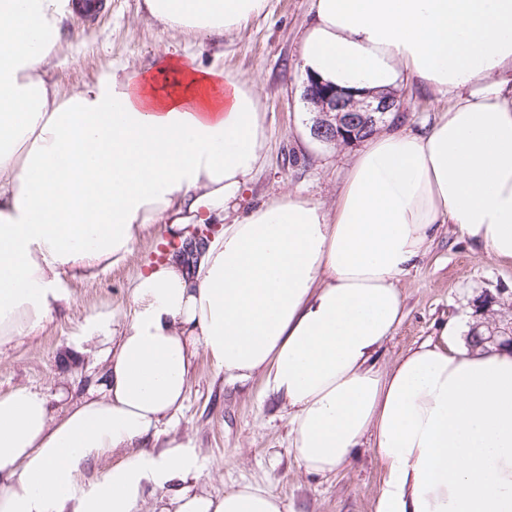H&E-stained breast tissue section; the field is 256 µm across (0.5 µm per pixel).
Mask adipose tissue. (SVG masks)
Masks as SVG:
<instances>
[{
  "instance_id": "1",
  "label": "adipose tissue",
  "mask_w": 512,
  "mask_h": 512,
  "mask_svg": "<svg viewBox=\"0 0 512 512\" xmlns=\"http://www.w3.org/2000/svg\"><path fill=\"white\" fill-rule=\"evenodd\" d=\"M269 2L143 8L165 31L221 36ZM62 17L59 0H0V349L69 302L64 274L120 263L151 229L169 257L133 282L121 330L89 321L97 387L59 412L25 387L0 395V512H288L257 485L194 488L192 440L142 449L182 411L201 350L232 378L264 375L306 474L374 448V512H512V349L472 346L459 320L374 361L439 225L512 263V0H314L306 74L368 101L417 84L452 103L423 130L373 134L335 207L286 193L235 217L267 151L252 85L170 58L61 93ZM199 225L215 232L187 255ZM113 453L87 485V463Z\"/></svg>"
}]
</instances>
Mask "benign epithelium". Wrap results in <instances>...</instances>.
<instances>
[{
    "instance_id": "obj_1",
    "label": "benign epithelium",
    "mask_w": 512,
    "mask_h": 512,
    "mask_svg": "<svg viewBox=\"0 0 512 512\" xmlns=\"http://www.w3.org/2000/svg\"><path fill=\"white\" fill-rule=\"evenodd\" d=\"M303 99L314 104L317 116L314 118L312 135L326 142L345 138L356 140L357 134L377 126L376 114L383 115L399 110L395 100L385 97L378 102L358 101L354 96L309 77L304 83ZM482 344L493 347L512 348V327H494L481 337Z\"/></svg>"
}]
</instances>
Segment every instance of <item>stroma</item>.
Returning a JSON list of instances; mask_svg holds the SVG:
<instances>
[{
	"label": "stroma",
	"instance_id": "1",
	"mask_svg": "<svg viewBox=\"0 0 512 512\" xmlns=\"http://www.w3.org/2000/svg\"><path fill=\"white\" fill-rule=\"evenodd\" d=\"M107 9L88 23L61 0L62 48L51 77L68 93L95 83L123 62L156 69L170 55H193L204 66L251 81L268 134L267 161L240 202L248 208L286 192L334 207L359 143H323L310 133L313 113L302 97L305 76L298 64L301 39L313 0H270L268 13L222 37L172 34L146 18L143 0H106ZM401 126L418 128L437 119L448 100L417 86L405 87ZM156 231L144 233L120 265L82 279L64 277L70 304L35 338L0 350V394L18 387L52 397H77L95 387L101 370L98 339H86L90 318L112 314L128 322L135 309L131 284L147 262L160 259ZM399 286L405 317L382 347L386 365L429 337L443 323L512 324V264L492 259L463 238L454 225H440L417 266ZM169 435L192 439L203 461L201 484L215 494L251 483L282 497L292 512H373L381 463L375 449H359L352 463L328 477L306 474L288 446L283 402L264 389L262 375L239 381L224 375L199 352L185 407L167 425Z\"/></svg>",
	"mask_w": 512,
	"mask_h": 512
}]
</instances>
